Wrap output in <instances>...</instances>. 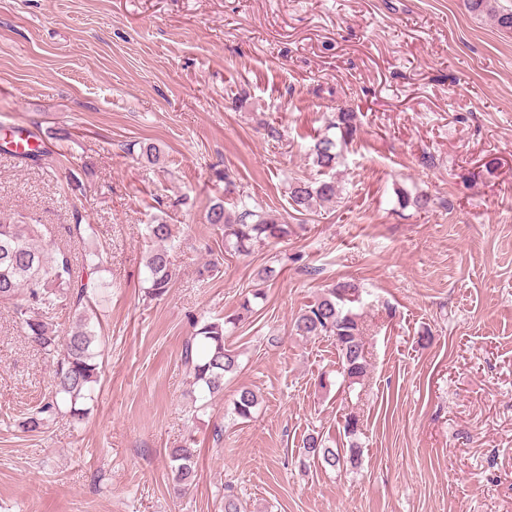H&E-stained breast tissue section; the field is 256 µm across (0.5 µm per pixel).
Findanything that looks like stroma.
Instances as JSON below:
<instances>
[{"label": "stroma", "mask_w": 512, "mask_h": 512, "mask_svg": "<svg viewBox=\"0 0 512 512\" xmlns=\"http://www.w3.org/2000/svg\"><path fill=\"white\" fill-rule=\"evenodd\" d=\"M340 100L358 128L341 199L296 211L288 184L317 178L309 148ZM17 124L54 165L0 151V217L102 250L103 369L80 424L22 430L52 358L0 308V512H222L228 485L249 512H512V29L465 0H0V128ZM228 177L287 238L225 253L206 215L233 204ZM419 193L428 209L401 205ZM157 219L180 245L155 299ZM269 267L230 339L238 372L196 410L192 319L236 310ZM349 279L370 363L353 385L293 330ZM314 431L357 443L360 466L303 457ZM187 440L198 476L178 499L168 454ZM257 404L258 396L255 391L249 387H241L237 390L233 399V410L238 417L248 419Z\"/></svg>", "instance_id": "35a3bbf8"}]
</instances>
